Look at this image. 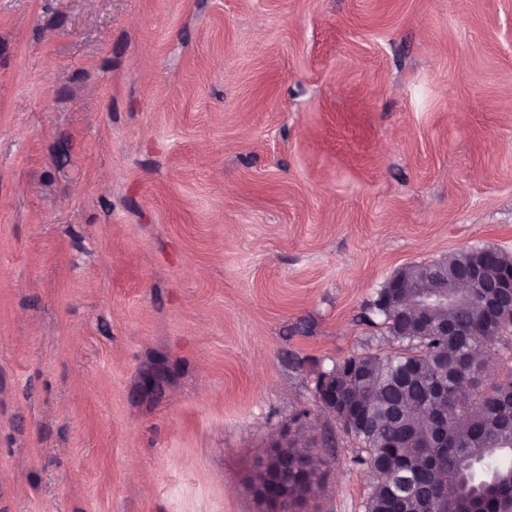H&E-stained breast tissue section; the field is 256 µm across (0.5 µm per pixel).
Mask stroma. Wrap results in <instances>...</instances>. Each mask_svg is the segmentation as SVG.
Wrapping results in <instances>:
<instances>
[{"mask_svg": "<svg viewBox=\"0 0 512 512\" xmlns=\"http://www.w3.org/2000/svg\"><path fill=\"white\" fill-rule=\"evenodd\" d=\"M512 256V0H0V512H365L319 373L401 267ZM312 455L302 438L294 439L288 443V448L279 450L276 462L257 472L252 485L263 489L283 485L288 491V495L277 494L269 489L255 495L254 490H251L260 512H288V508H302L315 495L322 487L323 475L319 471H306L302 468L303 463ZM285 462H288V471L277 466Z\"/></svg>", "mask_w": 512, "mask_h": 512, "instance_id": "1", "label": "stroma"}]
</instances>
